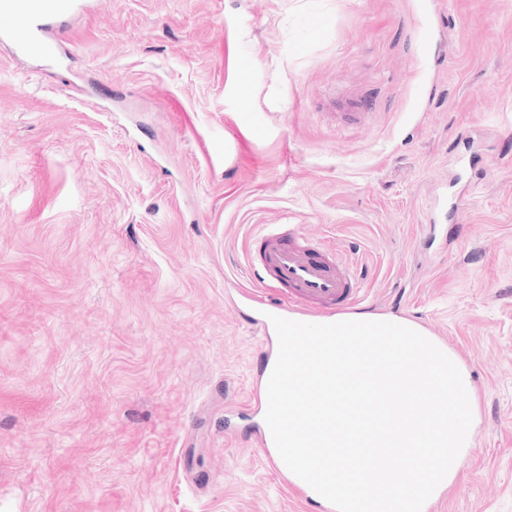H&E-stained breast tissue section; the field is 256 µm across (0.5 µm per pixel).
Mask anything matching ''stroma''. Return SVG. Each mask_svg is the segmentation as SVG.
I'll use <instances>...</instances> for the list:
<instances>
[{
  "mask_svg": "<svg viewBox=\"0 0 512 512\" xmlns=\"http://www.w3.org/2000/svg\"><path fill=\"white\" fill-rule=\"evenodd\" d=\"M58 47L0 42V512H321L246 404L266 224L458 357L437 512H512V0H92Z\"/></svg>",
  "mask_w": 512,
  "mask_h": 512,
  "instance_id": "35a3bbf8",
  "label": "stroma"
}]
</instances>
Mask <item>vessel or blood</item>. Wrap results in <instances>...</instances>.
Wrapping results in <instances>:
<instances>
[{
    "mask_svg": "<svg viewBox=\"0 0 512 512\" xmlns=\"http://www.w3.org/2000/svg\"><path fill=\"white\" fill-rule=\"evenodd\" d=\"M88 0H0V38L15 41L20 51L57 60L58 53L50 33L63 18L84 12ZM25 20V32L16 35L10 19ZM264 244L259 260L248 262L253 283L245 290L247 298H256L257 286L274 279L288 287V305L303 311H318L327 316L354 312L362 304L358 267L300 235L296 229L282 230L270 225L261 233Z\"/></svg>",
    "mask_w": 512,
    "mask_h": 512,
    "instance_id": "b4317fda",
    "label": "vessel or blood"
}]
</instances>
